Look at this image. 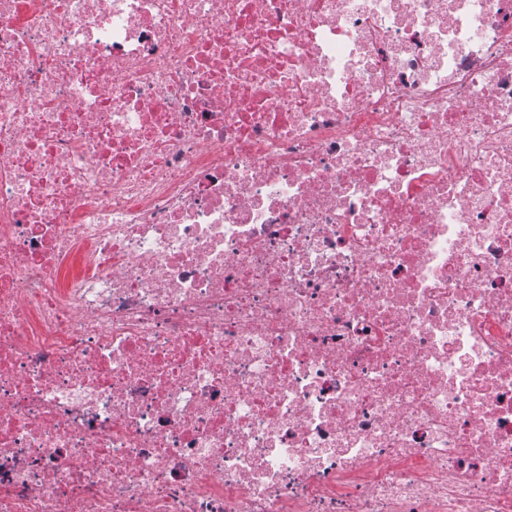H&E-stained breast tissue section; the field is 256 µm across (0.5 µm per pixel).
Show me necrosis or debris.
I'll return each mask as SVG.
<instances>
[{
	"mask_svg": "<svg viewBox=\"0 0 512 512\" xmlns=\"http://www.w3.org/2000/svg\"><path fill=\"white\" fill-rule=\"evenodd\" d=\"M0 512H512V0H0Z\"/></svg>",
	"mask_w": 512,
	"mask_h": 512,
	"instance_id": "4bbe7bcc",
	"label": "necrosis or debris"
}]
</instances>
